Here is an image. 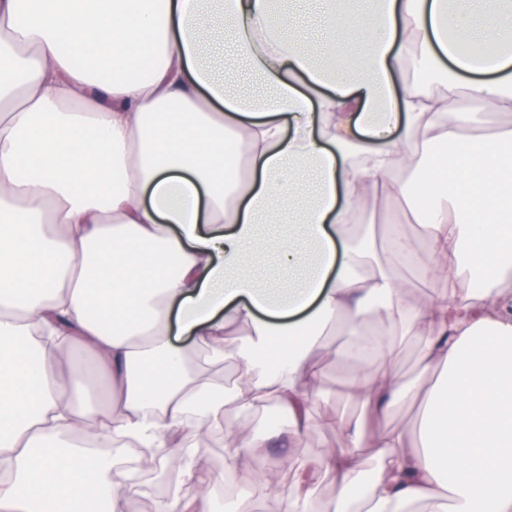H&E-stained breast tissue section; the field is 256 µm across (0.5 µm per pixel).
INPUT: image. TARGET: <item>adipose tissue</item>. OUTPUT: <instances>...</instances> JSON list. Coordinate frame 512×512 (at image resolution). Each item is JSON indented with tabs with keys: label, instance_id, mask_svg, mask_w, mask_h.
Here are the masks:
<instances>
[{
	"label": "adipose tissue",
	"instance_id": "ef3b65f1",
	"mask_svg": "<svg viewBox=\"0 0 512 512\" xmlns=\"http://www.w3.org/2000/svg\"><path fill=\"white\" fill-rule=\"evenodd\" d=\"M316 3L312 45L280 0H0V512H61L65 495L130 512L116 488L83 492L86 454L59 443L80 422L176 464L156 512H207L220 480L198 473L188 436L225 430L235 473L264 447L252 419L273 403L298 447L323 333L340 318L361 335L372 302L427 330L421 370L404 379L384 339L345 350L344 396L364 414L347 448L298 459L287 512H512V190L500 155L512 130L464 138L457 109L512 112V9ZM353 29L348 67L336 48ZM224 46L263 93L216 72ZM105 60L108 79L96 75ZM410 65L421 81L403 79ZM432 146L447 148L453 188ZM398 167L413 179H395ZM374 194L409 203L426 245L394 225V262L371 237L350 245ZM424 250L433 277L461 278L478 254L472 268L495 282L410 305L395 264ZM177 336L206 351L203 366ZM67 345L106 374L101 398ZM228 353L239 368L229 394L210 373ZM425 383L417 426L380 425ZM363 444L377 458L367 475L354 463ZM319 472L336 487L322 507Z\"/></svg>",
	"mask_w": 512,
	"mask_h": 512
}]
</instances>
